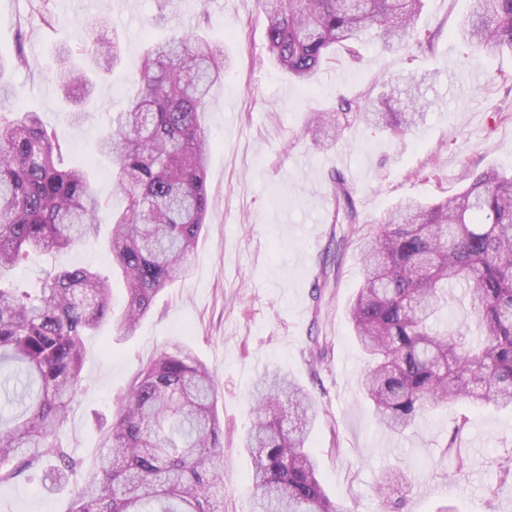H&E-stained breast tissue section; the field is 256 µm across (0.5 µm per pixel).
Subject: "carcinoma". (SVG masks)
Returning <instances> with one entry per match:
<instances>
[{
    "instance_id": "carcinoma-1",
    "label": "carcinoma",
    "mask_w": 512,
    "mask_h": 512,
    "mask_svg": "<svg viewBox=\"0 0 512 512\" xmlns=\"http://www.w3.org/2000/svg\"><path fill=\"white\" fill-rule=\"evenodd\" d=\"M267 49L288 76L308 83L340 47L356 57L376 30L387 51L423 45L412 34L421 0H264ZM477 53L512 51V0H471L462 28ZM98 69L118 62L117 45L96 39L64 49L53 78L66 100L84 107L92 94L75 56ZM224 55L185 31L150 46L141 58V90L112 116L96 150L111 160L121 205L111 210L112 275L127 295L121 317L130 335L194 252L208 211L203 126L206 97L224 77ZM420 96L406 112L370 110L357 99L317 112L308 131L334 133L364 120L392 131L423 115ZM334 218L349 231L324 260L356 244L361 284L348 308L366 360L359 386L378 422L392 434L429 408L467 400L512 408V174L490 168L469 175L460 192L432 204L409 199L379 224H357L351 187L332 176ZM103 203L85 169L65 163L55 129L35 112L0 113V396L17 407L0 418V483L50 461L56 483L78 467L58 443L71 403L83 390L84 338L112 319L110 278L86 268L47 272L39 286L4 283L32 251H60L84 241ZM469 289L463 321L478 342L437 328L448 289ZM214 373L186 349L140 367L105 434L96 469L74 491L72 512H223L224 433ZM249 482L258 512H338L317 477L309 450L320 409L277 371L250 393ZM408 483L388 473L379 487L385 512L403 500L386 491Z\"/></svg>"
}]
</instances>
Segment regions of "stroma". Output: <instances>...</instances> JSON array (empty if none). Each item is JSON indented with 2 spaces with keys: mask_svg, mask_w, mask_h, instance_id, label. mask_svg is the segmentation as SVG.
I'll return each mask as SVG.
<instances>
[{
  "mask_svg": "<svg viewBox=\"0 0 512 512\" xmlns=\"http://www.w3.org/2000/svg\"><path fill=\"white\" fill-rule=\"evenodd\" d=\"M469 0H424L415 20L431 47L381 50L367 36L359 60L339 58L314 81L288 78L266 49L267 18L258 0H137L134 12L116 0H0V56L23 51V64L0 79L13 95L0 112L40 113L55 128L71 165L88 169L100 198L115 202L112 167L96 157V142L113 113L138 90L145 49L173 29L198 32L230 64L210 90L206 183L209 210L186 273L155 299L131 337L118 339L126 304L121 281L112 283V319L84 339L85 390L71 406L59 441L78 462L71 484H82L101 453L112 415L143 363L182 348L216 375L217 413L224 425V512H256L249 486L251 457L247 395L264 369H277L307 388L324 414L310 435L320 481L341 512H382L377 488L401 468L411 479L404 512H512V478L497 463L512 457V411L451 402L428 410L402 435L375 420L358 391L363 368L347 307L359 286L360 258L349 247L337 277L314 302L312 287L335 224L333 174L353 190L359 221H381L404 198L431 201L459 192L468 172L512 171V52L474 53L460 36ZM109 25H100V17ZM118 40L121 60L97 78L80 122L49 76L62 48H81L88 35ZM423 80L428 109L402 135L358 121L333 144L320 146L304 132L310 112L358 98L394 112L406 97H386V81ZM95 237L60 251L31 253L12 271L14 282L36 286L48 271L88 267L110 274L106 244L111 228L102 214ZM328 357L309 363L312 338ZM460 436L452 431L460 417ZM467 458L455 472L446 443ZM41 471L0 483V512H70L69 490H48Z\"/></svg>",
  "mask_w": 512,
  "mask_h": 512,
  "instance_id": "1",
  "label": "stroma"
}]
</instances>
